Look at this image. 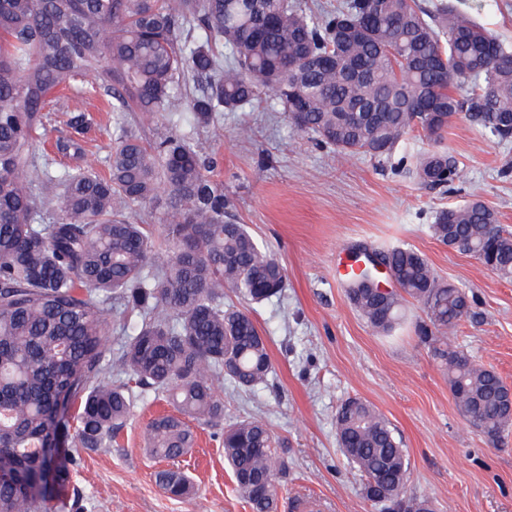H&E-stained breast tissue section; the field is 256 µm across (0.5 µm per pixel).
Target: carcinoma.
<instances>
[{
  "label": "carcinoma",
  "instance_id": "carcinoma-1",
  "mask_svg": "<svg viewBox=\"0 0 512 512\" xmlns=\"http://www.w3.org/2000/svg\"><path fill=\"white\" fill-rule=\"evenodd\" d=\"M189 74L207 83L189 98L198 124L264 101L296 130L378 160L417 128L442 137L461 113L486 136L512 138V52L443 0L431 11L416 0H346L326 12L295 0H0V512H42L70 483L57 441L72 419L76 447L106 451L136 398L160 392L174 412L148 424V452L175 460L192 447L190 423L224 420L214 381L253 389L268 380L265 339L247 311L224 305V290L260 304L285 288L283 267L229 214L200 151L174 136L146 145L124 126L127 112L167 111ZM101 77L119 130L109 175L82 164L57 172L36 152L50 100L78 78ZM66 116L74 135L55 149L81 160L83 98H68ZM460 173L446 149L414 162L425 187L451 186ZM52 188L61 193L45 224ZM160 202L174 217L163 249L126 215ZM431 231L512 279V231L482 200L440 210ZM380 255L399 288L376 292L367 268L345 285L373 329L391 332L408 298L423 306L425 342L457 327L469 308L462 289L412 248ZM114 312L140 317L115 360ZM437 353L469 421L490 435L512 424V387L460 351ZM114 368L128 381L112 380ZM336 435L368 500L434 512L406 496V451L371 404L345 401ZM222 443L251 512H278L274 472L287 461L267 424L240 420ZM156 480L174 497L193 490L179 469Z\"/></svg>",
  "mask_w": 512,
  "mask_h": 512
}]
</instances>
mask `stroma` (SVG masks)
<instances>
[{
    "label": "stroma",
    "instance_id": "1",
    "mask_svg": "<svg viewBox=\"0 0 512 512\" xmlns=\"http://www.w3.org/2000/svg\"><path fill=\"white\" fill-rule=\"evenodd\" d=\"M512 50V0H448ZM169 112H131L125 125L143 140L186 138L214 159L229 211L247 225L282 265L285 290L250 313L268 341L274 373L261 388L241 391L220 381L224 421L255 417L269 426L288 473L278 478L280 512H379L362 490L336 441V413L352 397L367 400L399 434L409 460L407 494L430 499L436 512H512V428L498 444L472 427L457 407L448 377L419 337L421 304H405V321L376 332L348 301L344 283L357 250L409 246L444 280L462 288L469 312L448 343L512 386V282L474 257L438 242L435 214L479 198L512 230V142L482 136L457 117L442 141L411 132L391 159L346 155L297 132L259 104L221 112L197 126L189 96L201 83L186 80ZM93 125L85 136L87 162L106 172L117 131L103 92L86 95ZM443 146L459 159L463 177L449 188L410 178L400 159ZM167 404L148 394L108 451H72V483L47 503L48 512H251L236 490L216 425L194 428L195 441L180 466L195 486L173 498L155 481L162 464L145 452V431Z\"/></svg>",
    "mask_w": 512,
    "mask_h": 512
}]
</instances>
